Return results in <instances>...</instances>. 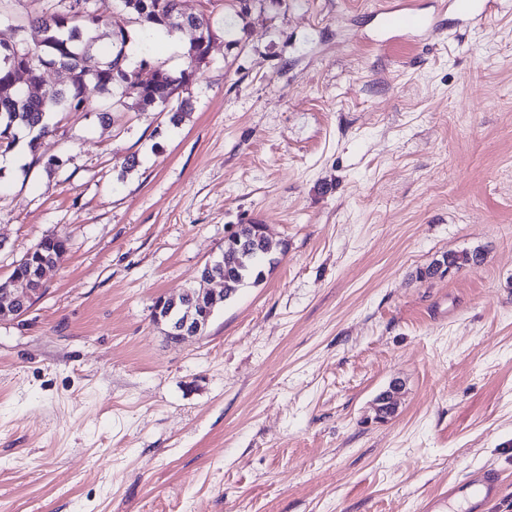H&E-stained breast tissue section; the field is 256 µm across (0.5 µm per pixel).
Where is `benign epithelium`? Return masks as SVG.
Returning <instances> with one entry per match:
<instances>
[{
	"instance_id": "7a95c632",
	"label": "benign epithelium",
	"mask_w": 512,
	"mask_h": 512,
	"mask_svg": "<svg viewBox=\"0 0 512 512\" xmlns=\"http://www.w3.org/2000/svg\"><path fill=\"white\" fill-rule=\"evenodd\" d=\"M24 288H0V321L14 319L27 312L44 288L33 287L29 280L20 278ZM224 302V293H213L202 288H184L176 298L160 296L152 306L153 321L166 329L169 341L182 343L189 337L202 335L209 326L217 306ZM400 383H390L376 399V414L398 410Z\"/></svg>"
}]
</instances>
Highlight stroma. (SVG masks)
Masks as SVG:
<instances>
[{
  "label": "stroma",
  "instance_id": "stroma-1",
  "mask_svg": "<svg viewBox=\"0 0 512 512\" xmlns=\"http://www.w3.org/2000/svg\"><path fill=\"white\" fill-rule=\"evenodd\" d=\"M389 2L183 0L214 36L181 124L131 93L101 124L89 91L50 172L20 134L0 279L68 249L0 322V512H424L483 467L512 512V0L437 39L385 33ZM254 221L277 263L170 343L154 301ZM67 237L62 234H56L51 232L45 234L36 245V248L31 254L28 255L27 259L22 261L17 267H15L18 261L14 265V270L11 276L6 280H0V321L14 319L23 313L27 312L37 298H39L43 291L44 278L49 269L44 271V274L40 278L45 267L54 265L64 253L67 246ZM23 276H35L34 279L40 278V287L33 288V284L30 283L29 278H20ZM20 278V279H17ZM9 279H15L12 282L14 286L16 283H21L25 288H8L10 286ZM483 260V256L480 251L474 250L472 252H461V253H448L443 255L442 260H436L432 265H430L424 272H422L423 277H432L434 276L440 265H444L446 268L444 272L449 268L461 269L463 267H471L480 264ZM450 270H448L449 272ZM402 391L398 381L391 382L388 389L382 392L376 399L377 418L386 413H395L399 406V395Z\"/></svg>",
  "mask_w": 512,
  "mask_h": 512
}]
</instances>
